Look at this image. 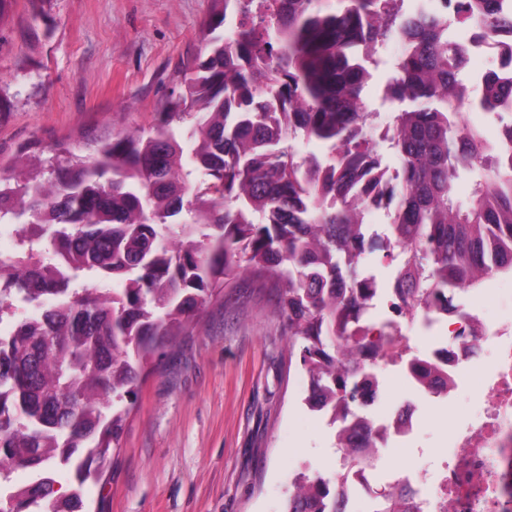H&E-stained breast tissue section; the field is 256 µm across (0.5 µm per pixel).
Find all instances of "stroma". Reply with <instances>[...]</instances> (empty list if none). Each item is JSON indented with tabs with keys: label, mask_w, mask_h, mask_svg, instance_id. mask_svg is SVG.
Segmentation results:
<instances>
[{
	"label": "stroma",
	"mask_w": 512,
	"mask_h": 512,
	"mask_svg": "<svg viewBox=\"0 0 512 512\" xmlns=\"http://www.w3.org/2000/svg\"><path fill=\"white\" fill-rule=\"evenodd\" d=\"M210 0H14L0 25V162L20 146L40 159L61 144L80 155L120 131L150 128L183 58L204 53ZM363 99L375 126L393 47H379ZM308 377L288 352L273 295L246 287L215 296L163 357L144 363L139 395L101 480L80 490L88 512H284L299 473H338L335 429L311 407ZM428 403L415 444L376 456L378 483L403 465L436 470L449 413Z\"/></svg>",
	"instance_id": "stroma-1"
}]
</instances>
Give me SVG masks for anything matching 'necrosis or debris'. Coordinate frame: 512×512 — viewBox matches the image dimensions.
Instances as JSON below:
<instances>
[{"mask_svg": "<svg viewBox=\"0 0 512 512\" xmlns=\"http://www.w3.org/2000/svg\"><path fill=\"white\" fill-rule=\"evenodd\" d=\"M501 317L476 314L468 299L456 298L443 318L416 316L417 331L430 344L421 363L435 368L436 389L426 388L410 368L402 375L409 397L388 416H370L377 445L388 448L416 440L423 400L455 405L472 390L475 411L456 416L444 440L445 460L433 477L398 468L394 479L417 492L418 512H512V289L497 291Z\"/></svg>", "mask_w": 512, "mask_h": 512, "instance_id": "1", "label": "necrosis or debris"}]
</instances>
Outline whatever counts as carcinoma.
I'll return each instance as SVG.
<instances>
[{
    "mask_svg": "<svg viewBox=\"0 0 512 512\" xmlns=\"http://www.w3.org/2000/svg\"><path fill=\"white\" fill-rule=\"evenodd\" d=\"M329 2L211 0L210 50L185 64L150 130L114 133L88 156L59 145L38 170L25 153L0 168V224L31 219L0 254V313L27 309L0 337V478L53 463L80 484L100 475L143 362L242 280L275 289L309 400L350 423L376 394L371 368L400 356L394 331L362 324L367 251L399 249L394 293L408 316L512 274V121L493 140L459 120L464 108L512 115V73H486L473 96L448 15L404 13V0ZM454 2L482 41L512 34V0ZM234 17L232 35H216ZM385 42L402 46L385 89L402 108L377 135L354 53L369 59ZM298 132L331 161L298 156ZM478 162L487 175L461 200L457 183ZM382 205L388 233L368 239L365 213ZM52 483L18 488L20 512H83L79 490L49 495ZM414 495L394 484L374 512H413ZM344 508L342 486L302 473L285 512Z\"/></svg>",
    "mask_w": 512,
    "mask_h": 512,
    "instance_id": "1",
    "label": "carcinoma"
}]
</instances>
